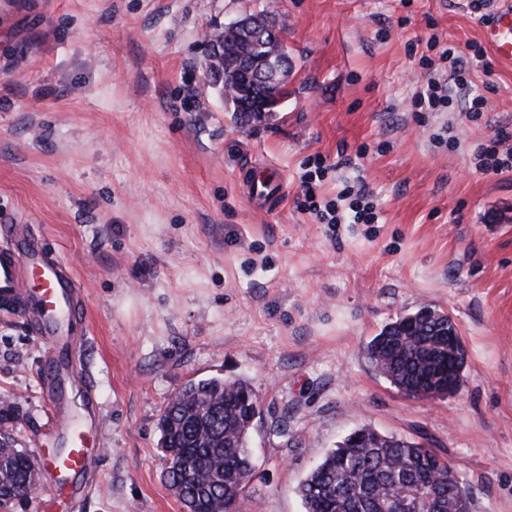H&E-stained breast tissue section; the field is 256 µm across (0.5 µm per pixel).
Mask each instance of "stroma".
<instances>
[{
    "label": "stroma",
    "instance_id": "35a3bbf8",
    "mask_svg": "<svg viewBox=\"0 0 512 512\" xmlns=\"http://www.w3.org/2000/svg\"><path fill=\"white\" fill-rule=\"evenodd\" d=\"M266 11L285 28L288 98L243 125L207 89L200 33ZM469 0H26L0 10V225L71 269L77 352L102 418L86 480L12 512H182L158 419L194 379L251 383L249 512H304L300 481L352 430L429 443L512 512V171L472 149L512 129V63L471 70L482 118L417 112L426 41L483 47ZM335 197L362 177L374 224H319L294 199L306 160ZM269 167L284 200L256 211L239 175ZM431 306L466 351L461 388L409 397L367 342ZM47 344L0 310V401L17 447H64Z\"/></svg>",
    "mask_w": 512,
    "mask_h": 512
}]
</instances>
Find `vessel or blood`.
<instances>
[{"instance_id": "b4317fda", "label": "vessel or blood", "mask_w": 512, "mask_h": 512, "mask_svg": "<svg viewBox=\"0 0 512 512\" xmlns=\"http://www.w3.org/2000/svg\"><path fill=\"white\" fill-rule=\"evenodd\" d=\"M485 44L500 61L512 63V0H496L483 25ZM243 185L254 207L264 208L267 200H281L280 177L244 176ZM20 309L37 335L46 337L51 349L68 345L70 324L80 316L76 282L67 266L41 248H30L15 228H0V309ZM67 438L65 454L49 455L53 469L67 475L91 470L96 457L87 448L73 420L61 419Z\"/></svg>"}]
</instances>
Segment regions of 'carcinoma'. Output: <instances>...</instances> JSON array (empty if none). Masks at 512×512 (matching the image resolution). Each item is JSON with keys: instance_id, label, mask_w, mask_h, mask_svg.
<instances>
[{"instance_id": "cac0c4a2", "label": "carcinoma", "mask_w": 512, "mask_h": 512, "mask_svg": "<svg viewBox=\"0 0 512 512\" xmlns=\"http://www.w3.org/2000/svg\"><path fill=\"white\" fill-rule=\"evenodd\" d=\"M244 55L255 58L253 43L224 31L225 109L243 120L256 104L278 112L288 97V79L266 87L240 68ZM459 333L447 314L431 307L401 315L366 345L376 370L398 391L442 399L463 383L465 353L448 361V336ZM256 394L242 379L213 376L191 380L160 414L165 479L190 512H240L254 468L251 430ZM0 460V494L29 499L33 468L39 463L14 447ZM305 512H472L471 493L450 462L424 443L382 434L363 426L346 435L299 483Z\"/></svg>"}]
</instances>
